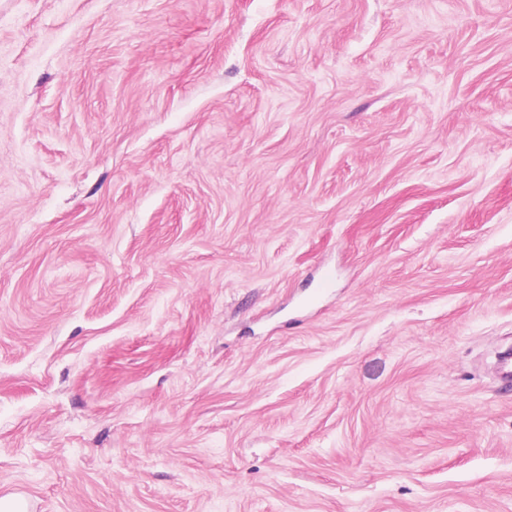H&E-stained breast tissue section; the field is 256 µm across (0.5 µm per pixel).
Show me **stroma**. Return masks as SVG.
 I'll return each mask as SVG.
<instances>
[{"mask_svg":"<svg viewBox=\"0 0 512 512\" xmlns=\"http://www.w3.org/2000/svg\"><path fill=\"white\" fill-rule=\"evenodd\" d=\"M512 0H0V498L512 512Z\"/></svg>","mask_w":512,"mask_h":512,"instance_id":"obj_1","label":"stroma"}]
</instances>
